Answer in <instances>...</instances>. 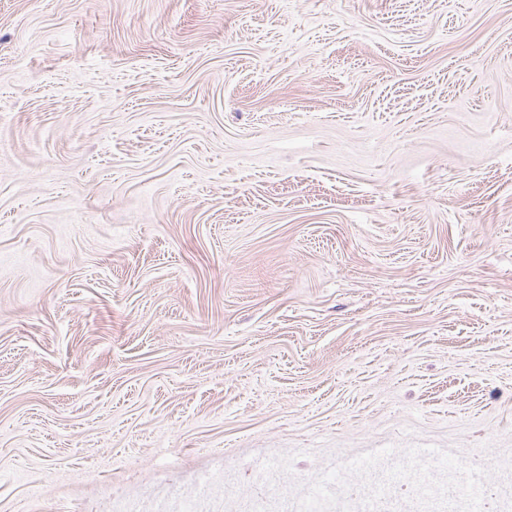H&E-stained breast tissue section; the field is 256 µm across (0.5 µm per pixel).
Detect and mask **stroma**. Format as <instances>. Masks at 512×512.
<instances>
[{"instance_id": "stroma-1", "label": "stroma", "mask_w": 512, "mask_h": 512, "mask_svg": "<svg viewBox=\"0 0 512 512\" xmlns=\"http://www.w3.org/2000/svg\"><path fill=\"white\" fill-rule=\"evenodd\" d=\"M464 457L512 512V0H0V512Z\"/></svg>"}]
</instances>
